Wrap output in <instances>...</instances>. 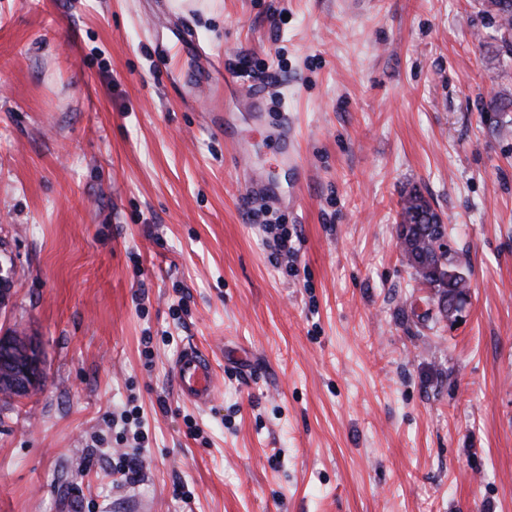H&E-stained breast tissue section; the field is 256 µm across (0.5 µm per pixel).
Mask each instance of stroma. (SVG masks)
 Instances as JSON below:
<instances>
[{
	"label": "stroma",
	"mask_w": 512,
	"mask_h": 512,
	"mask_svg": "<svg viewBox=\"0 0 512 512\" xmlns=\"http://www.w3.org/2000/svg\"><path fill=\"white\" fill-rule=\"evenodd\" d=\"M482 2L0 0V333L47 376L0 401V512H512V53ZM413 189L469 279L452 327L397 240ZM173 369L178 395L198 406H207L215 384L209 358L197 346L184 348L174 359Z\"/></svg>",
	"instance_id": "obj_1"
}]
</instances>
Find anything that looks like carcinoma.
Masks as SVG:
<instances>
[{"label":"carcinoma","mask_w":512,"mask_h":512,"mask_svg":"<svg viewBox=\"0 0 512 512\" xmlns=\"http://www.w3.org/2000/svg\"><path fill=\"white\" fill-rule=\"evenodd\" d=\"M496 8L485 13L502 33L512 35V0H492ZM440 217L430 202L418 191L409 192L403 200L401 225L397 234L402 254L414 270L418 282L435 295L462 294L470 285L452 254L436 253L438 232L448 234V227L439 223Z\"/></svg>","instance_id":"carcinoma-1"}]
</instances>
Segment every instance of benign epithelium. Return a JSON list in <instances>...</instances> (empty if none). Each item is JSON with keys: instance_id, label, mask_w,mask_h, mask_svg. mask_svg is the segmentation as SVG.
Listing matches in <instances>:
<instances>
[{"instance_id": "1", "label": "benign epithelium", "mask_w": 512, "mask_h": 512, "mask_svg": "<svg viewBox=\"0 0 512 512\" xmlns=\"http://www.w3.org/2000/svg\"><path fill=\"white\" fill-rule=\"evenodd\" d=\"M13 298L11 272L0 266V310ZM46 380L40 347L21 331L0 335V397L19 399L40 390Z\"/></svg>"}]
</instances>
